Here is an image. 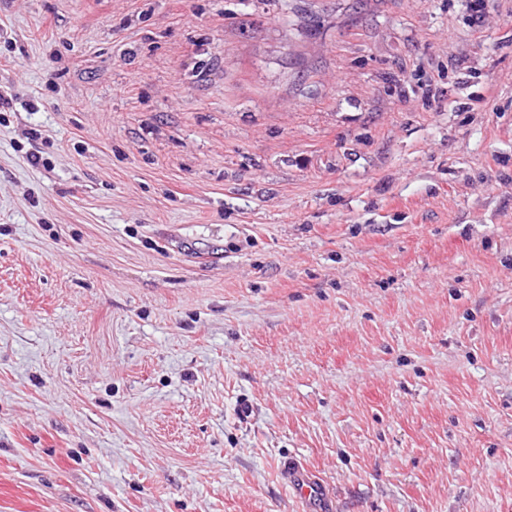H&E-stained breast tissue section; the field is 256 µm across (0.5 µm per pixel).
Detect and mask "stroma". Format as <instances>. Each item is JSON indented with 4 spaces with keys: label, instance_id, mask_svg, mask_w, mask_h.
<instances>
[{
    "label": "stroma",
    "instance_id": "stroma-1",
    "mask_svg": "<svg viewBox=\"0 0 512 512\" xmlns=\"http://www.w3.org/2000/svg\"><path fill=\"white\" fill-rule=\"evenodd\" d=\"M0 94V512H512V0H0ZM285 477L287 481L289 477L290 483L292 484L299 499L304 502L319 501L322 496V492L317 485L307 481L302 476L297 475L294 472L288 473V469L285 471Z\"/></svg>",
    "mask_w": 512,
    "mask_h": 512
}]
</instances>
